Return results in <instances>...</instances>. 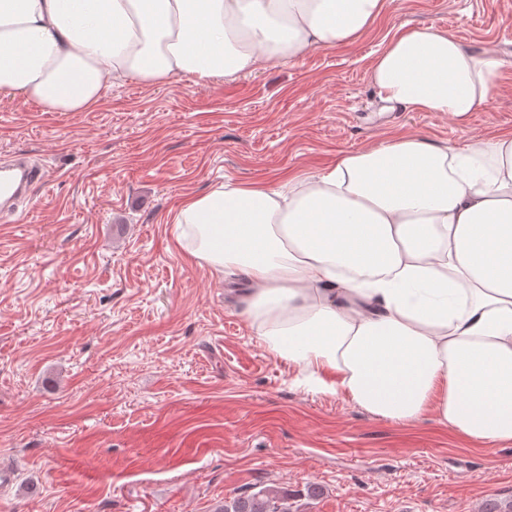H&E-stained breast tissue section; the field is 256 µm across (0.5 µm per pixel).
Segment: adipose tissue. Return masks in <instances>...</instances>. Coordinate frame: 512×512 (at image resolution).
<instances>
[{
	"instance_id": "ef3b65f1",
	"label": "adipose tissue",
	"mask_w": 512,
	"mask_h": 512,
	"mask_svg": "<svg viewBox=\"0 0 512 512\" xmlns=\"http://www.w3.org/2000/svg\"><path fill=\"white\" fill-rule=\"evenodd\" d=\"M386 0H0V94L84 112L106 82L203 83L356 41ZM501 59L411 28L370 69L386 109L463 119ZM178 242L243 283L256 336L309 389L397 422L512 441V134L402 135L279 184L186 199Z\"/></svg>"
}]
</instances>
